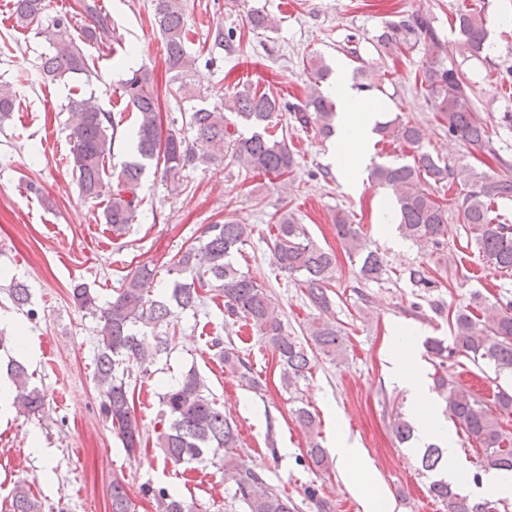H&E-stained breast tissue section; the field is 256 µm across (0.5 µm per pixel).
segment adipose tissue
Instances as JSON below:
<instances>
[{
    "label": "adipose tissue",
    "mask_w": 512,
    "mask_h": 512,
    "mask_svg": "<svg viewBox=\"0 0 512 512\" xmlns=\"http://www.w3.org/2000/svg\"><path fill=\"white\" fill-rule=\"evenodd\" d=\"M329 92L336 96L339 105L334 152L336 171L343 183L355 191L362 184L373 111L361 95L347 88L344 76H337ZM335 453L349 484L362 495L366 512H390L387 499L376 489L365 450L343 432L336 438Z\"/></svg>",
    "instance_id": "1"
}]
</instances>
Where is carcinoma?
<instances>
[{"instance_id":"cac0c4a2","label":"carcinoma","mask_w":512,"mask_h":512,"mask_svg":"<svg viewBox=\"0 0 512 512\" xmlns=\"http://www.w3.org/2000/svg\"><path fill=\"white\" fill-rule=\"evenodd\" d=\"M154 2V22L165 41L169 89L190 101L196 97L192 84L195 58L187 49L183 4L181 0ZM77 9L91 19V25L83 30V40L97 41L108 30L107 18L89 0H79ZM12 10L24 25H36V35L48 44V52L41 62L45 76L63 81L73 74H91L86 55L71 37L68 15L42 23L43 0H13ZM455 31L462 53L481 56L489 36L481 16L469 11L458 13ZM420 44L427 57L420 84L438 119L448 129V135L485 150L500 164L508 165L491 145L463 73L446 65L441 58L442 43L427 16L411 14L388 23L376 36L375 48L379 54L389 57L402 55ZM120 88L127 105L138 112V124L134 159L122 167L118 190L103 209L105 223L118 236L138 221L143 203L138 188L147 165L161 166L165 174L174 177L188 162L214 161L227 148L231 150L229 161L245 170L292 181L297 168L294 152L285 140H278L269 132L271 124L279 113L288 111L301 127L314 126L321 136L328 137L333 133L336 116L333 104L317 84L310 87L304 100L291 104L248 83L237 84L224 95V104L211 109L191 107L186 124L193 132L194 141L201 146V153L197 154L180 130L162 129L160 97L148 70L131 71L120 81ZM15 101L13 87L1 83L0 124L9 120ZM67 108L75 118L70 131L72 171L82 197L93 200L101 180L108 175L106 160L114 150L116 123L93 95L72 97ZM240 124L249 127L250 134L241 133ZM377 132L384 140L416 150L411 163L378 164L371 172L375 182L395 195L401 234L425 252L432 254L440 250L448 233V209L424 190L422 183L432 180L437 184L451 178L469 184L471 189L458 205L463 212L465 230L484 263L512 273V225L499 221L492 209L499 199L512 200V178L478 175L467 165L451 166L439 156L422 150L421 128L409 120L397 117L378 126ZM334 224L348 258L358 259L361 278L381 280L386 269L379 254L370 248L360 225L342 212L336 214ZM252 234L253 225L234 220L206 225L197 243L186 248L173 263L176 277L168 296L153 297L157 272L148 265L140 266L125 278L106 308L100 306L97 294L85 286L78 284L71 289L73 303L102 322L94 381L102 395L101 411L117 430L128 452L134 453L142 446L139 424L132 410L134 392L127 380L130 369L150 371L156 356L170 345L167 336H155L153 341H148L147 330L170 325L177 309H196L203 302L200 290L204 288L224 297V316L234 322L246 321L264 339L278 359L282 386L289 390L308 377L315 355L338 358L347 351V336L335 318L327 316L332 305L329 292L336 279V252L319 246L294 213H279L272 234L277 268L296 278L297 284L306 290L310 304L321 313L308 323L310 344L306 345L286 333L266 290L234 262V256L241 253ZM409 279L419 288L441 287L437 271L431 268H414L409 272ZM9 295L19 308L30 301L28 286L14 277L10 280ZM432 310L439 316L448 315L454 334L453 345L432 339L428 351L435 358V387L447 395L448 418L481 451L479 472L474 474V480H480L482 471L512 472V435L496 417L498 413L512 414V392L498 389L490 406L473 391L457 385L448 365V360L460 355L499 373L512 371V303L484 308L482 321L464 308L448 311L442 302L433 303ZM214 347L224 365L240 374L252 389L261 387L249 363L235 349L224 346L219 339L214 341ZM8 373L16 392L15 402L23 413L40 412L45 395L31 384L26 366L12 360ZM160 402L163 414L156 445L166 459L174 463L203 462L210 454H222L224 477L232 483L231 499L242 504L246 512H296L297 506L288 494L268 484L257 468L235 457L238 426L217 404L196 371H188L170 386ZM292 415L307 436V456L313 465L327 467L328 454L319 442V424L314 413L302 406L293 409ZM441 459V449L430 445L421 457L422 468L434 471ZM429 492L441 501L447 512H494L491 502L471 504L442 479L432 481ZM144 494L153 497L157 512H193L180 495L165 487H149ZM9 512H41V506L27 485H17L11 493ZM109 512H132L131 499L118 478L112 479Z\"/></svg>"}]
</instances>
